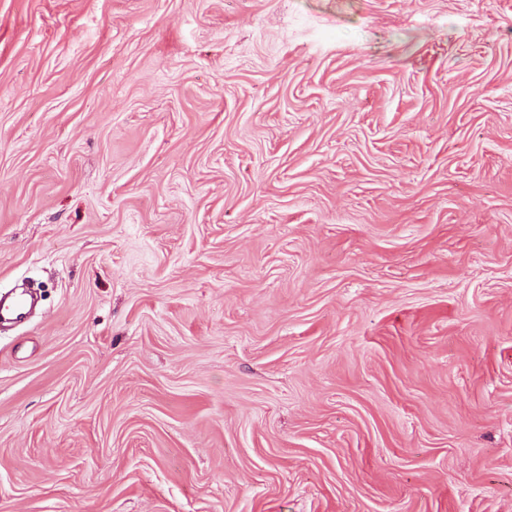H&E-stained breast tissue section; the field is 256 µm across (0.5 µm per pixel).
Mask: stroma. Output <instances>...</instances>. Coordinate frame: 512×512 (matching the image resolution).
Returning a JSON list of instances; mask_svg holds the SVG:
<instances>
[{
    "label": "stroma",
    "mask_w": 512,
    "mask_h": 512,
    "mask_svg": "<svg viewBox=\"0 0 512 512\" xmlns=\"http://www.w3.org/2000/svg\"><path fill=\"white\" fill-rule=\"evenodd\" d=\"M0 512H512V0H0ZM29 300L23 297L4 298L0 296V322H19L26 318Z\"/></svg>",
    "instance_id": "stroma-1"
}]
</instances>
